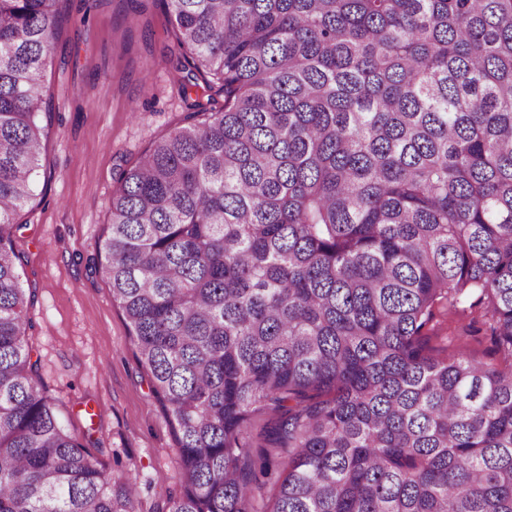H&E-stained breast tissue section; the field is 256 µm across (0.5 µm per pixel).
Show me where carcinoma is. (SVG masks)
Instances as JSON below:
<instances>
[{
  "label": "carcinoma",
  "instance_id": "obj_1",
  "mask_svg": "<svg viewBox=\"0 0 512 512\" xmlns=\"http://www.w3.org/2000/svg\"><path fill=\"white\" fill-rule=\"evenodd\" d=\"M58 2L0 0V512H139L26 341ZM161 3L204 85L120 173L93 268L176 429L168 512H512V0ZM467 306L506 367L421 342Z\"/></svg>",
  "mask_w": 512,
  "mask_h": 512
}]
</instances>
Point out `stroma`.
Returning <instances> with one entry per match:
<instances>
[{"mask_svg": "<svg viewBox=\"0 0 512 512\" xmlns=\"http://www.w3.org/2000/svg\"><path fill=\"white\" fill-rule=\"evenodd\" d=\"M85 24L58 32L47 72L52 101L35 196L13 236L27 305V341L68 432L112 479L133 484L141 512H167L181 490L174 427L136 359L128 322L106 278L91 267L108 233L118 174L151 142L181 125L178 90L196 72L177 69L180 50L160 0H87ZM435 353L463 347L502 364L480 309L435 317Z\"/></svg>", "mask_w": 512, "mask_h": 512, "instance_id": "1", "label": "stroma"}]
</instances>
